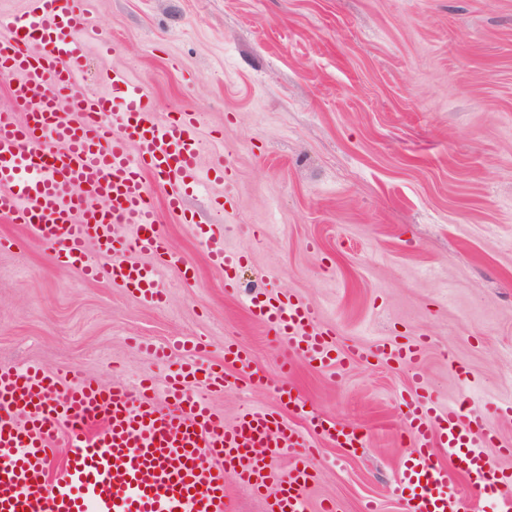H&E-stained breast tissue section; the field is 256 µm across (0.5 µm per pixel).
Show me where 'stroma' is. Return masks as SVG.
Instances as JSON below:
<instances>
[{
	"mask_svg": "<svg viewBox=\"0 0 512 512\" xmlns=\"http://www.w3.org/2000/svg\"><path fill=\"white\" fill-rule=\"evenodd\" d=\"M95 43L80 92L108 97L104 77L145 86L157 118L201 113L202 166L235 176L191 190L192 224L160 211L170 252L164 307L54 261L27 227L0 220V365L62 370L110 386L164 384L172 365L140 343H201L219 364L246 351L259 382L200 395L236 423L251 406L278 411L315 449L310 512H405L396 461L410 372L377 357L384 341L422 336L418 364L440 407L469 400L512 443V0H89ZM234 200L232 216L213 200ZM224 227L247 252L237 291L210 264L200 227ZM190 266L192 281L181 275ZM262 287L320 312L338 348L364 359L340 376L288 353L244 306ZM460 365L452 372L449 361ZM284 383L293 413L273 397ZM353 426L339 448L311 421Z\"/></svg>",
	"mask_w": 512,
	"mask_h": 512,
	"instance_id": "35a3bbf8",
	"label": "stroma"
}]
</instances>
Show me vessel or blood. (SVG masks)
<instances>
[{
	"label": "vessel or blood",
	"instance_id": "1",
	"mask_svg": "<svg viewBox=\"0 0 512 512\" xmlns=\"http://www.w3.org/2000/svg\"><path fill=\"white\" fill-rule=\"evenodd\" d=\"M19 16H0L9 36L0 38V77L9 82L13 105L0 110V216L31 227L57 260L87 276L105 277L154 305L164 300L162 265L176 264L158 229L151 184L165 189V206L182 223H194L186 207L189 190L201 180L196 135L199 114L181 108L155 119L147 90L113 72L111 99L77 92L85 77L84 47L113 45L90 26L81 0H28ZM25 113L18 121L17 113ZM129 224L134 235L117 240L115 228ZM104 257L89 263L87 245ZM124 248L157 257L154 265L113 262ZM223 268L225 286L236 289L245 255L209 249ZM251 317L266 325L309 366L329 370L345 359L332 331L321 327L315 308L293 295L259 292L248 300ZM421 340L385 342L386 361L413 370L416 394L405 398L399 423L409 442L396 463L409 490L405 512H484L493 494L497 512H512V475L495 469L485 454L496 435L481 413L461 403L438 411L415 368ZM223 366L185 358L158 409L150 379L136 389L103 386L35 366H0V512H234L224 485H237L264 504V512H307L313 482V451L305 439L274 414L258 408L234 425L224 423L194 390L229 385ZM336 445L357 448L359 429H324ZM70 451L53 468L59 445ZM294 452L288 472L276 473L274 458ZM456 463L462 480L441 464Z\"/></svg>",
	"mask_w": 512,
	"mask_h": 512
}]
</instances>
